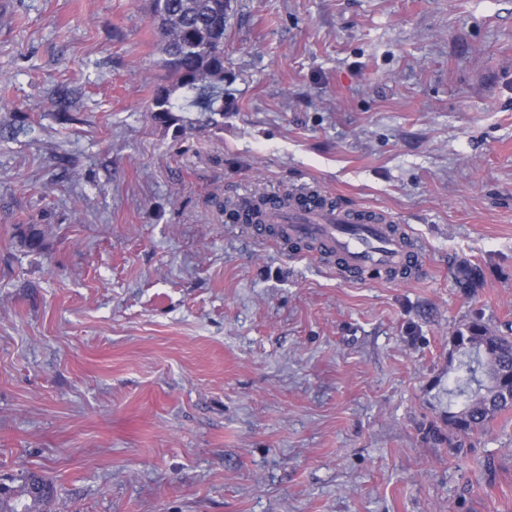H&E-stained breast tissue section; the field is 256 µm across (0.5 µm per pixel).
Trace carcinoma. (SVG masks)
<instances>
[{"label":"carcinoma","mask_w":512,"mask_h":512,"mask_svg":"<svg viewBox=\"0 0 512 512\" xmlns=\"http://www.w3.org/2000/svg\"><path fill=\"white\" fill-rule=\"evenodd\" d=\"M152 20L164 53L169 84L159 87L147 112L157 123L186 127L182 112L203 114L199 123L220 125L224 117V0H151ZM15 236L31 251L43 247L42 232L34 224H18ZM482 270L464 266L456 280L464 288H478ZM463 363L464 377L448 383V430L459 437L451 448L465 447V440L487 428L498 414L509 409V384L499 380L512 373V336L491 331L481 321L470 322L453 336ZM16 485H0V512H46L54 487L44 475L30 473L15 478Z\"/></svg>","instance_id":"carcinoma-1"}]
</instances>
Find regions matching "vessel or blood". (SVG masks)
I'll return each mask as SVG.
<instances>
[{"mask_svg":"<svg viewBox=\"0 0 512 512\" xmlns=\"http://www.w3.org/2000/svg\"><path fill=\"white\" fill-rule=\"evenodd\" d=\"M236 221L259 240L270 239V227L277 224L292 241L318 243L327 258L340 259L353 279L378 271L414 281L427 272L419 252L369 209L322 207L307 197L289 202L272 194L265 196L261 215L244 210Z\"/></svg>","mask_w":512,"mask_h":512,"instance_id":"b4317fda","label":"vessel or blood"}]
</instances>
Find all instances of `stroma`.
<instances>
[{"label": "stroma", "mask_w": 512, "mask_h": 512, "mask_svg": "<svg viewBox=\"0 0 512 512\" xmlns=\"http://www.w3.org/2000/svg\"><path fill=\"white\" fill-rule=\"evenodd\" d=\"M162 59L150 0H0V480L43 472L51 512H512V410L446 436L452 336L512 333V0H230L219 130L151 120ZM302 185L429 275L224 216ZM15 236L21 246L30 251H39L43 247L42 232L35 224H18L15 227Z\"/></svg>", "instance_id": "stroma-1"}]
</instances>
